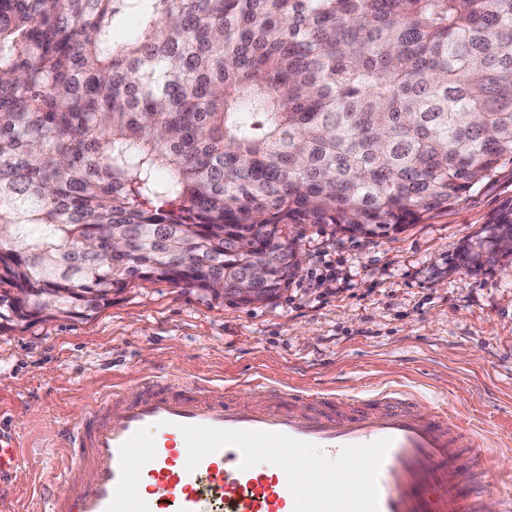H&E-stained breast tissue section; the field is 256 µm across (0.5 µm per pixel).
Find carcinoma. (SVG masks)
Instances as JSON below:
<instances>
[{
	"label": "carcinoma",
	"instance_id": "cac0c4a2",
	"mask_svg": "<svg viewBox=\"0 0 512 512\" xmlns=\"http://www.w3.org/2000/svg\"><path fill=\"white\" fill-rule=\"evenodd\" d=\"M507 160L512 0H0V318L266 303L282 227L401 232Z\"/></svg>",
	"mask_w": 512,
	"mask_h": 512
}]
</instances>
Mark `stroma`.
<instances>
[{
    "instance_id": "1",
    "label": "stroma",
    "mask_w": 512,
    "mask_h": 512,
    "mask_svg": "<svg viewBox=\"0 0 512 512\" xmlns=\"http://www.w3.org/2000/svg\"><path fill=\"white\" fill-rule=\"evenodd\" d=\"M505 217L511 163L448 210L385 237L297 228L301 269L264 304L141 281L90 318L0 319V427L24 453L0 481V512H37L47 479L66 493L58 433L88 396L163 372L217 383L262 374L350 395L399 381L422 414L447 406L470 428L469 443L500 445L488 485L512 479V260L474 270L460 258Z\"/></svg>"
}]
</instances>
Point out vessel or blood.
I'll list each match as a JSON object with an SVG mask.
<instances>
[{
  "label": "vessel or blood",
  "instance_id": "b4317fda",
  "mask_svg": "<svg viewBox=\"0 0 512 512\" xmlns=\"http://www.w3.org/2000/svg\"><path fill=\"white\" fill-rule=\"evenodd\" d=\"M446 408L416 409L402 388L303 392L259 377L231 385L146 378L99 397L62 434L68 492L39 489L48 512H483L464 489L487 448L464 444ZM317 449L309 458L308 449ZM296 461L283 474L282 459ZM0 435V479L19 462ZM355 488L336 498V479Z\"/></svg>",
  "mask_w": 512,
  "mask_h": 512
}]
</instances>
